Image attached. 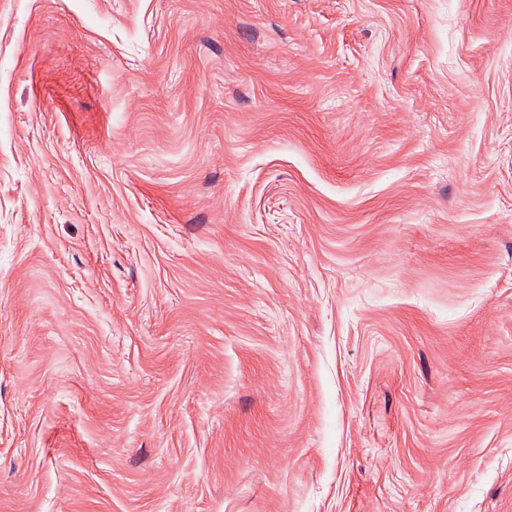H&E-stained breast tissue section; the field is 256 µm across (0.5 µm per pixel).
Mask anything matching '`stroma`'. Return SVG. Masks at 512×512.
<instances>
[{
	"label": "stroma",
	"mask_w": 512,
	"mask_h": 512,
	"mask_svg": "<svg viewBox=\"0 0 512 512\" xmlns=\"http://www.w3.org/2000/svg\"><path fill=\"white\" fill-rule=\"evenodd\" d=\"M0 512H512V0H0Z\"/></svg>",
	"instance_id": "stroma-1"
}]
</instances>
